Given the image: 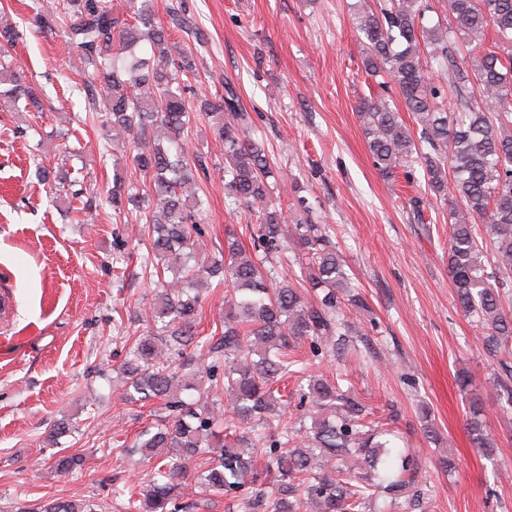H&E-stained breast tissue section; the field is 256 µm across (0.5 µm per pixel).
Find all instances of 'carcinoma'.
I'll return each instance as SVG.
<instances>
[{"instance_id":"cac0c4a2","label":"carcinoma","mask_w":512,"mask_h":512,"mask_svg":"<svg viewBox=\"0 0 512 512\" xmlns=\"http://www.w3.org/2000/svg\"><path fill=\"white\" fill-rule=\"evenodd\" d=\"M125 2L121 9L114 0H52L33 19L39 29L61 28L85 64L83 89L106 98L99 125L133 145L132 162L149 177L142 191L117 173L109 197L112 215L120 217L131 206L151 227L143 267L161 280L150 304L154 329L134 340L118 370L125 400L163 401L169 415L137 436L142 455L158 458L149 484L139 492H116L115 499L124 512H179L176 500L190 466L203 457L197 484L217 496L250 492L252 512H367L378 501L383 507L373 512H393L416 505L406 490L416 485L417 467L391 441L393 431L368 420L367 406L325 378H313L294 394L281 386L297 373V360L289 354L294 343H308L314 356L349 352L339 296L348 287L344 260L319 225L300 221L283 229L286 217L269 184L275 173L265 146L252 137L237 89L228 83L218 98L186 99V82L197 64L171 41V32L198 42L203 34L185 0L167 7L165 22L157 18L153 0ZM428 9L423 0H384L359 12L355 22L365 72L391 79L420 127L419 138L381 97L359 99L357 113L383 177L415 157L424 193L448 202V276L464 314L486 331L489 345L499 347L512 338V313L486 274L475 224H484L493 243L495 267L512 275V0H448L450 20L432 26L425 23ZM489 29L496 39L486 49ZM19 37L13 26H0V85L9 84L0 91V103L14 108L23 100L38 111L35 88L11 54ZM460 42L470 47L469 72L454 54ZM432 66L448 75L454 89L451 114L443 106L444 86L427 75ZM199 112L224 142L228 196L258 221L251 250L229 231L224 251L205 264L196 261L194 250L203 201L190 186L206 166L200 156L191 161L183 147ZM294 250L308 259L302 281L316 291L314 303L265 267L268 258ZM213 279L224 284V321L220 337L203 338L196 327L202 292ZM193 346L224 353L223 388L233 402L222 428L214 404L195 383L198 376L213 377L216 365L190 352ZM294 399L302 410L298 425L285 422L274 432L248 436L245 426H272L270 416L285 413ZM466 430L473 447L494 456L496 443L477 395L470 397ZM257 442L266 458L262 469L252 452ZM84 465L78 454L54 461L61 474ZM271 471L277 483L265 490ZM103 509L94 501L64 498L40 506V512Z\"/></svg>"}]
</instances>
